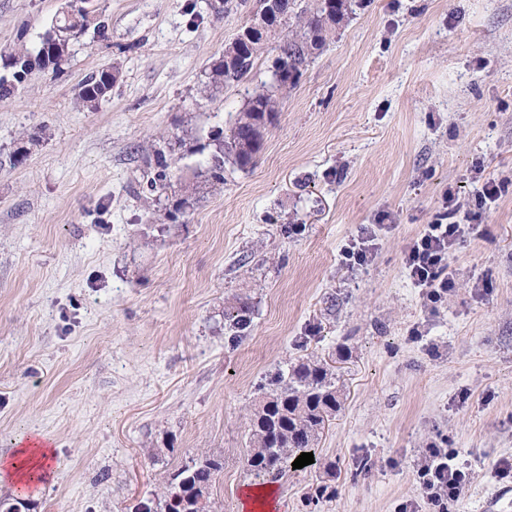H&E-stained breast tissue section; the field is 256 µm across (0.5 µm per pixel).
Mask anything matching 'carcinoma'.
Wrapping results in <instances>:
<instances>
[{
	"instance_id": "obj_1",
	"label": "carcinoma",
	"mask_w": 512,
	"mask_h": 512,
	"mask_svg": "<svg viewBox=\"0 0 512 512\" xmlns=\"http://www.w3.org/2000/svg\"><path fill=\"white\" fill-rule=\"evenodd\" d=\"M289 4L288 15L280 23L287 32L275 47L278 54L273 62L281 73L277 83L280 91L295 87L309 65L313 55L310 35H315L319 45H325L336 25L349 13L347 0H315L309 10L299 6L298 0H289ZM92 25L100 33L105 30L104 22L87 8L65 10L55 16L40 42L45 51L37 49L8 56V66L14 68L13 78L19 81L34 71L58 70L65 60L69 41L84 34ZM265 44L266 41L257 39L230 67L221 61L213 63L209 85L223 88L244 81ZM115 82L116 75L112 71L101 70L81 83L78 97L92 104L111 91ZM276 105L273 94L251 97L231 127L212 135L214 151L207 161L209 179L217 183L224 180L226 158L234 159L241 167L253 165V159L263 147L265 124L275 114ZM146 168L156 170L155 177L149 180L152 189L167 188L169 164L163 151H157L154 158L146 162ZM259 391L261 399L250 421V448L245 467L255 479L263 482L285 475L299 455L312 452L320 430L339 410L340 401L335 374L327 364L314 359H302L277 370L268 385L260 386ZM221 469V459L205 455L170 475L163 512H172L170 502L177 498L188 503L186 512H214L211 488Z\"/></svg>"
}]
</instances>
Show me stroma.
<instances>
[{
	"label": "stroma",
	"mask_w": 512,
	"mask_h": 512,
	"mask_svg": "<svg viewBox=\"0 0 512 512\" xmlns=\"http://www.w3.org/2000/svg\"><path fill=\"white\" fill-rule=\"evenodd\" d=\"M63 4L0 0V78ZM96 5L104 34L0 96V457L33 435L55 452L43 481L23 493L1 479L0 498L155 510L169 474L211 453L224 465L215 510L239 512L258 386L307 357L330 366L340 409L313 463L276 480L275 512H395L418 498L433 444L470 473L448 512L512 490L491 475L512 457V0L357 2L279 95L256 165L225 164L200 194L186 168L268 90L275 51L208 96L249 11ZM105 68L115 86L83 105L80 83ZM158 149L163 194L141 178ZM482 177L507 189L480 210ZM448 190L480 227L431 305L404 260ZM367 226L371 260L344 264ZM322 485L334 495L317 497Z\"/></svg>",
	"instance_id": "obj_1"
}]
</instances>
